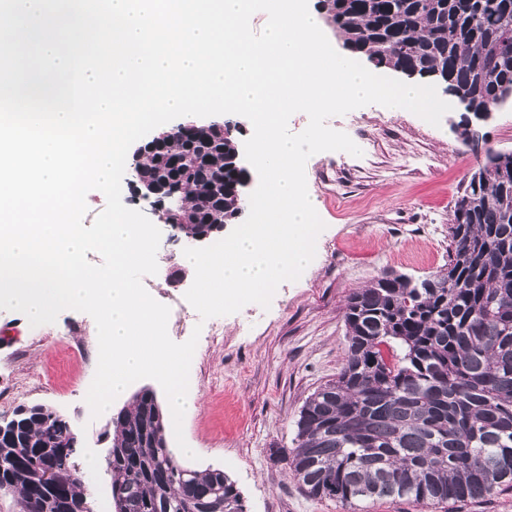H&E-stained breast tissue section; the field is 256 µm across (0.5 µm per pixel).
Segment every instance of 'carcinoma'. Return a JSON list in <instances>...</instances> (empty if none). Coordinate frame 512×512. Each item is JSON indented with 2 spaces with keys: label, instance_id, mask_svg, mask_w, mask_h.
Here are the masks:
<instances>
[{
  "label": "carcinoma",
  "instance_id": "cac0c4a2",
  "mask_svg": "<svg viewBox=\"0 0 512 512\" xmlns=\"http://www.w3.org/2000/svg\"><path fill=\"white\" fill-rule=\"evenodd\" d=\"M326 25L345 49L375 69L439 72L466 108L498 106L512 85V0H324ZM224 149L176 135L163 152L136 165L206 149L233 181L237 125L224 122ZM242 216L224 194V223ZM448 265L423 279L386 275L352 292L345 305L348 348L336 378L305 401L289 471L314 498L343 509L382 499L416 506L484 499L512 491V169L484 163L471 174L453 211ZM0 481L28 512H45L51 484L70 508L92 512L70 447L74 430L42 405L22 406L4 423ZM115 512H244L221 469L197 471L168 447L166 421L150 388L135 392L113 417Z\"/></svg>",
  "mask_w": 512,
  "mask_h": 512
}]
</instances>
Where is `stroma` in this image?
<instances>
[{
    "label": "stroma",
    "mask_w": 512,
    "mask_h": 512,
    "mask_svg": "<svg viewBox=\"0 0 512 512\" xmlns=\"http://www.w3.org/2000/svg\"><path fill=\"white\" fill-rule=\"evenodd\" d=\"M465 114L454 104L435 127L412 112L370 104L328 118V127L348 134L363 154L327 151L308 159L307 189L325 228L314 259L297 281L279 286L270 308L249 304L201 320L184 298L192 275L170 279L183 245L161 238L164 264L143 285L169 306L174 342L201 331L189 372L192 405L183 419L195 453L184 463L224 470L245 512H342L336 502L300 489L284 452L295 445L305 400L345 362L347 296L385 272L421 279L443 268L465 182L486 151H512L511 103L477 122L483 137L477 152L460 137ZM97 353V327L86 313L68 309L54 323L33 327L22 313L0 309V420L20 405H49L62 414L78 434L75 463L92 512H113L104 465L112 418L92 417L85 401ZM92 459L98 465L91 470Z\"/></svg>",
    "instance_id": "obj_1"
}]
</instances>
